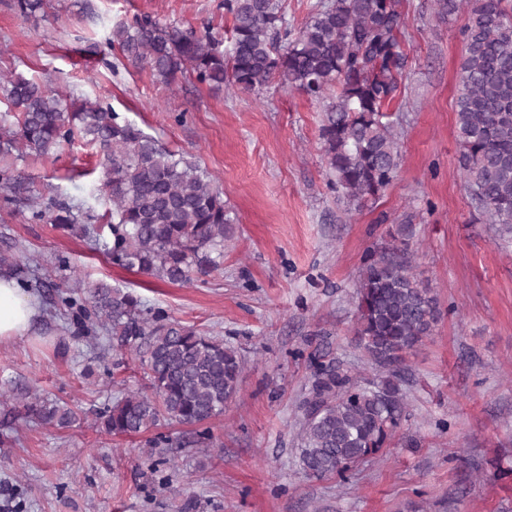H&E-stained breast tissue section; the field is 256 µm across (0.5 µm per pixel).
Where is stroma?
<instances>
[{
    "mask_svg": "<svg viewBox=\"0 0 512 512\" xmlns=\"http://www.w3.org/2000/svg\"><path fill=\"white\" fill-rule=\"evenodd\" d=\"M46 19L17 16L0 0V78L35 79L74 104L101 99L224 192L232 233L224 269L170 284L113 266L105 240L87 241L31 221L0 200V243L40 256L41 275L75 298L103 279L223 338L245 361L239 392L210 424L218 450L158 451L155 434L98 433L96 412L136 387L139 360L103 370L65 311L41 315L29 338L0 348V414L13 391L78 408L71 427L0 425V512L23 488L25 512H512V239L495 238L458 168L456 90L469 5L448 16L435 0H403L407 63L389 114L400 132L397 176L374 205L356 208L329 187L319 128L323 102L270 83L261 91L172 85L130 66L112 28L149 14L197 32L223 33L224 0H52ZM95 149L74 142L16 161L27 184L105 214ZM409 223L415 271L437 295L433 336L409 355L404 433L417 448H390L348 478H306L297 450V405L311 385L310 356L328 353L371 369L353 335L364 251L388 227ZM70 259L69 267L56 263Z\"/></svg>",
    "mask_w": 512,
    "mask_h": 512,
    "instance_id": "obj_1",
    "label": "stroma"
}]
</instances>
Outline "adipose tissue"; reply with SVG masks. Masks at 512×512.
<instances>
[{
  "label": "adipose tissue",
  "mask_w": 512,
  "mask_h": 512,
  "mask_svg": "<svg viewBox=\"0 0 512 512\" xmlns=\"http://www.w3.org/2000/svg\"><path fill=\"white\" fill-rule=\"evenodd\" d=\"M40 313L39 299L18 288L9 273L0 272V347L27 338Z\"/></svg>",
  "instance_id": "1"
}]
</instances>
